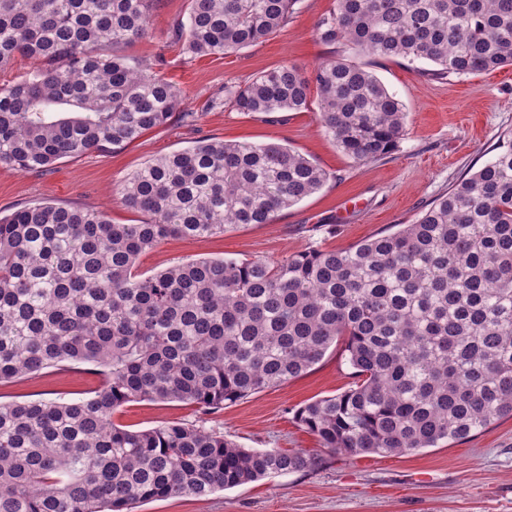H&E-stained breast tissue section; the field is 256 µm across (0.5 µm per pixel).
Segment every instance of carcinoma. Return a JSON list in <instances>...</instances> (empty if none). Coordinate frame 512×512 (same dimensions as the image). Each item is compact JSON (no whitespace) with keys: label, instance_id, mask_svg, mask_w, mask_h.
<instances>
[{"label":"carcinoma","instance_id":"carcinoma-1","mask_svg":"<svg viewBox=\"0 0 512 512\" xmlns=\"http://www.w3.org/2000/svg\"><path fill=\"white\" fill-rule=\"evenodd\" d=\"M159 0H0V164L46 171L118 151L182 112L181 89L118 53ZM299 0H190L172 43L224 56L267 40ZM331 55L224 86L236 111L316 114L356 163L393 152L406 106L363 56L427 61L430 75L512 66V0H335L316 27ZM327 173L278 143L200 139L147 161L117 189L143 214L41 201L0 217V383L67 362L103 368L79 401L0 402V512H131L309 471L298 450L247 449L217 430L133 431L134 401L208 413L295 379L343 345L353 385L296 419L320 447L408 455L512 418V141L415 222L342 250L270 263L202 259L148 277L138 256L170 237L220 236L319 191Z\"/></svg>","mask_w":512,"mask_h":512}]
</instances>
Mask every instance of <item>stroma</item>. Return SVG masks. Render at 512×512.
Instances as JSON below:
<instances>
[{
  "instance_id": "obj_1",
  "label": "stroma",
  "mask_w": 512,
  "mask_h": 512,
  "mask_svg": "<svg viewBox=\"0 0 512 512\" xmlns=\"http://www.w3.org/2000/svg\"><path fill=\"white\" fill-rule=\"evenodd\" d=\"M188 0H161L148 32L126 50L185 93L183 108L196 119H177L147 131L120 152L94 151L59 161L44 172L0 165V211L48 199L63 206L105 211L115 224L141 219L115 190L150 159L202 138L288 145L326 170L325 186L278 213L273 223L248 224L221 236L174 237L142 253L136 268L149 276L196 259L281 261L308 249H345L394 225L411 223L424 207L465 174L491 160L512 140V68L433 79L422 63L372 59L390 93L406 106L408 133L387 157L358 164L342 155L311 112H278L273 120L231 106L211 107L228 83L243 84L288 61L311 69L328 54L316 39L319 19L334 0H298L287 24L263 43L224 56L196 57L171 43V27L187 14ZM353 381L341 348L285 385L225 405L211 414L177 402H130L114 416L133 431L163 422L196 424L224 432L245 448L304 449L318 455L308 472H292L198 498L183 496L137 505L135 512H512V418L470 439L410 455L332 454L300 425L304 404L347 389ZM103 382L89 363L0 384V402L78 401Z\"/></svg>"
}]
</instances>
